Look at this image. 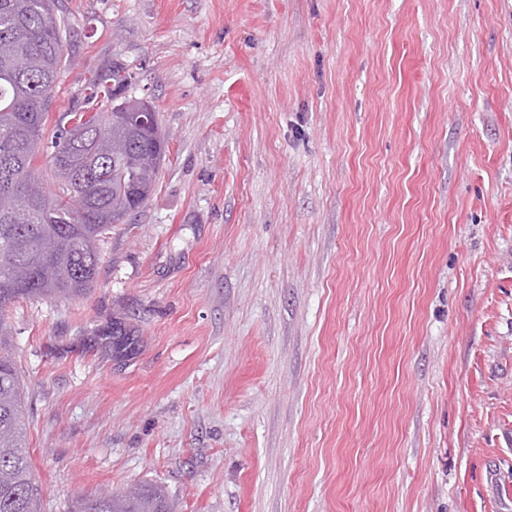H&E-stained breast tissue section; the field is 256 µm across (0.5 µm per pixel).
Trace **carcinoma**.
<instances>
[{"instance_id": "obj_1", "label": "carcinoma", "mask_w": 512, "mask_h": 512, "mask_svg": "<svg viewBox=\"0 0 512 512\" xmlns=\"http://www.w3.org/2000/svg\"><path fill=\"white\" fill-rule=\"evenodd\" d=\"M65 22L59 0H0V512H40L26 446L25 392L10 341L7 309L21 299H76L97 282L101 242L112 225L124 224L155 190L169 153L170 136L144 97L129 96L135 76L125 66L97 75L86 100L94 112L74 109L59 116L46 166L36 163L60 77ZM30 60L17 77L8 62L15 53ZM152 121H140V112ZM94 127L74 134L64 120ZM18 264L31 266L21 286L9 279ZM112 350L136 348L135 331L112 322ZM70 512H174L167 491L139 483L107 499L91 493Z\"/></svg>"}]
</instances>
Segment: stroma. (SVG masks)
Masks as SVG:
<instances>
[{
    "instance_id": "1",
    "label": "stroma",
    "mask_w": 512,
    "mask_h": 512,
    "mask_svg": "<svg viewBox=\"0 0 512 512\" xmlns=\"http://www.w3.org/2000/svg\"><path fill=\"white\" fill-rule=\"evenodd\" d=\"M61 9L54 112L124 64L170 153L89 295L8 311L41 512H512V0ZM112 350L115 356H124L133 352L136 348L135 331L128 328L122 321H113L112 329ZM112 493V494H111ZM77 498L70 512H173L172 502L165 488L156 483H139L121 492L102 490Z\"/></svg>"
}]
</instances>
